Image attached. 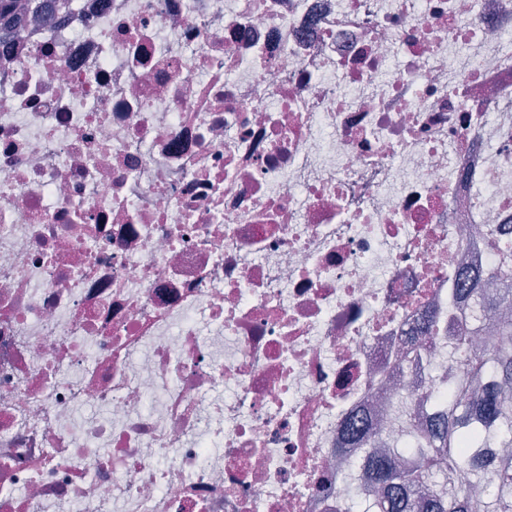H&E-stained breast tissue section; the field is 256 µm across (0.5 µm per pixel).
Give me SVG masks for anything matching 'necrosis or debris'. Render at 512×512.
Masks as SVG:
<instances>
[{
    "label": "necrosis or debris",
    "mask_w": 512,
    "mask_h": 512,
    "mask_svg": "<svg viewBox=\"0 0 512 512\" xmlns=\"http://www.w3.org/2000/svg\"><path fill=\"white\" fill-rule=\"evenodd\" d=\"M52 5L0 49V512L383 497L512 246V0Z\"/></svg>",
    "instance_id": "4bbe7bcc"
}]
</instances>
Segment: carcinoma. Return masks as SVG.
Segmentation results:
<instances>
[{
	"label": "carcinoma",
	"mask_w": 512,
	"mask_h": 512,
	"mask_svg": "<svg viewBox=\"0 0 512 512\" xmlns=\"http://www.w3.org/2000/svg\"><path fill=\"white\" fill-rule=\"evenodd\" d=\"M34 0H0V21H22L38 13ZM492 277L495 294L468 289L463 300L457 351L450 356L457 380L439 406L438 423L425 430L412 423L410 444L423 443L419 461L406 466L384 457L367 475L385 487L382 512H512V254H501ZM490 336L485 346L468 349L470 336Z\"/></svg>",
	"instance_id": "1"
}]
</instances>
